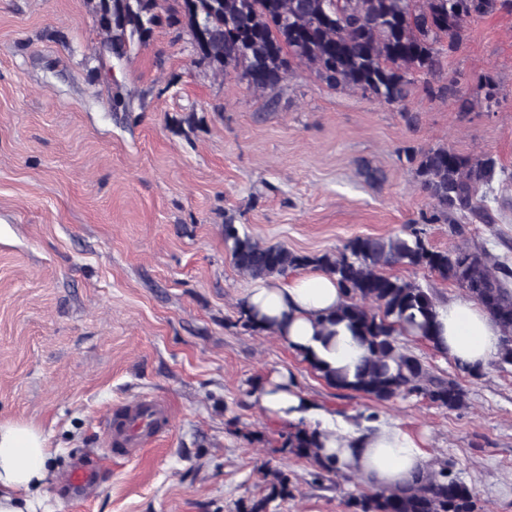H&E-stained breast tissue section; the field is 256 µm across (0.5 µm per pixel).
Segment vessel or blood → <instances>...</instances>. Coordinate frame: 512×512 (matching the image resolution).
<instances>
[{"label":"vessel or blood","mask_w":512,"mask_h":512,"mask_svg":"<svg viewBox=\"0 0 512 512\" xmlns=\"http://www.w3.org/2000/svg\"><path fill=\"white\" fill-rule=\"evenodd\" d=\"M167 420L166 406L145 398L118 409L107 425V436L116 453H130L141 446L144 434L157 433Z\"/></svg>","instance_id":"b4317fda"}]
</instances>
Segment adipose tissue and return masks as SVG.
Masks as SVG:
<instances>
[{
    "label": "adipose tissue",
    "mask_w": 512,
    "mask_h": 512,
    "mask_svg": "<svg viewBox=\"0 0 512 512\" xmlns=\"http://www.w3.org/2000/svg\"><path fill=\"white\" fill-rule=\"evenodd\" d=\"M343 300L335 280L315 271L285 283L273 278L255 280L243 296V305L262 325L273 326L292 349L336 369L353 366L366 353L349 335L328 339L320 333V319ZM434 314L439 354L472 372L484 370L498 358L505 333L473 299L463 295L437 302ZM260 403L281 421L302 418L323 431L321 455L335 457L342 470L369 489L404 486L430 466L421 443L394 425L371 422L350 434H336L332 416L310 410L287 378L273 377L261 391ZM50 457L42 431L0 421V512H29L33 496L47 485Z\"/></svg>",
    "instance_id": "obj_1"
}]
</instances>
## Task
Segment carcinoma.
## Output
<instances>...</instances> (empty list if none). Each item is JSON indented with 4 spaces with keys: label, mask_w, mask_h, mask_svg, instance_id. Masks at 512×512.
<instances>
[{
    "label": "carcinoma",
    "mask_w": 512,
    "mask_h": 512,
    "mask_svg": "<svg viewBox=\"0 0 512 512\" xmlns=\"http://www.w3.org/2000/svg\"><path fill=\"white\" fill-rule=\"evenodd\" d=\"M167 2L97 0L95 20L109 57L120 61L130 45L146 42L166 12L188 30L194 51L216 75L239 72L250 88L267 92L281 85L293 65L305 64L333 88L388 105L407 99L417 74L440 81L443 55L463 44L469 19L512 12V0H174V7ZM476 89L487 107L499 103L491 76L478 77ZM408 159L432 206L428 222L448 225L452 236L464 233L465 220L495 223L487 190L504 170L494 157L465 156L442 145L412 150ZM224 243L238 270L254 280L307 268L335 278L345 300L321 319V333L335 336L331 327L342 324L367 355L351 377L304 360L338 389L376 402L422 397L450 411L465 405L457 381L431 375L402 342L406 326L417 330V339L434 340L435 302L424 288L391 273L400 266L424 269L464 289L502 325L506 339L499 362L512 365V268L492 262L480 248L437 250L413 226L405 237L356 236L334 253L314 255L263 245L232 223L224 224ZM320 437L318 430L300 426L280 435L283 452L313 463L316 481L340 472L335 459L320 454ZM265 481L267 494L251 501L246 512H267L270 501L292 495L285 471L269 469ZM349 506L353 512H476V491L442 461L404 488L362 491Z\"/></svg>",
    "instance_id": "carcinoma-1"
}]
</instances>
